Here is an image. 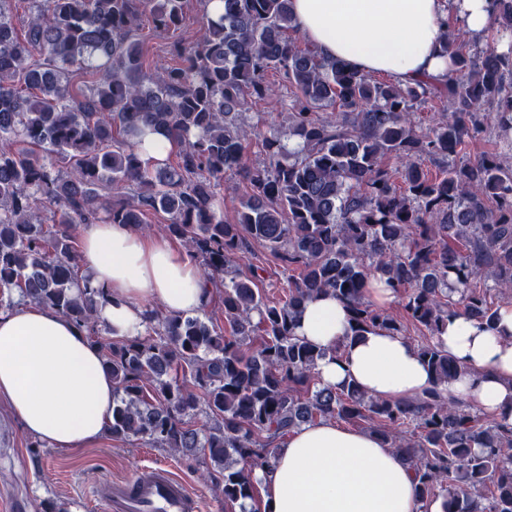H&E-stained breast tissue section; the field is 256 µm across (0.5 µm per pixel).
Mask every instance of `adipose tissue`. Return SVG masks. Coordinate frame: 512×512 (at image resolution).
<instances>
[{
  "instance_id": "adipose-tissue-1",
  "label": "adipose tissue",
  "mask_w": 512,
  "mask_h": 512,
  "mask_svg": "<svg viewBox=\"0 0 512 512\" xmlns=\"http://www.w3.org/2000/svg\"><path fill=\"white\" fill-rule=\"evenodd\" d=\"M451 14L476 37L491 26L489 0H292L296 29L322 57L405 84L446 75L449 60L440 43ZM79 238L83 274L105 291L97 315L112 337L142 335L151 305L193 314L210 300L197 261L164 241L104 222L80 225ZM296 334L326 351L316 367L320 385L352 382L391 400L435 386L406 337L375 330L349 341L350 314L335 296L309 301ZM440 341L468 369L449 383V394L512 420V305L501 308L492 331L465 315H450ZM0 401L27 432L79 452L111 426L114 385L84 330L53 309L26 304L0 310ZM273 455V468L260 476L261 512L445 510L444 497L420 500L407 461L366 430L319 419L294 429Z\"/></svg>"
}]
</instances>
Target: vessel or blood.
Instances as JSON below:
<instances>
[{"instance_id":"1","label":"vessel or blood","mask_w":512,"mask_h":512,"mask_svg":"<svg viewBox=\"0 0 512 512\" xmlns=\"http://www.w3.org/2000/svg\"><path fill=\"white\" fill-rule=\"evenodd\" d=\"M97 496L105 512H199L187 486L163 468L148 467L135 476L100 485Z\"/></svg>"}]
</instances>
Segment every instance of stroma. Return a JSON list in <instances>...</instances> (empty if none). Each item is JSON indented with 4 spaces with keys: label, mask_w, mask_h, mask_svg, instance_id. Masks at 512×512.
Masks as SVG:
<instances>
[{
    "label": "stroma",
    "mask_w": 512,
    "mask_h": 512,
    "mask_svg": "<svg viewBox=\"0 0 512 512\" xmlns=\"http://www.w3.org/2000/svg\"><path fill=\"white\" fill-rule=\"evenodd\" d=\"M203 21L200 0H187L184 20L177 30L162 32L152 21H144L141 35L145 67L152 70L170 64L173 42L191 43ZM266 79L276 86L277 98L250 101L246 116L262 134L270 136L288 126L291 93L280 74L267 72ZM254 266L262 272L263 293L273 300L283 299L286 282L280 263L266 245L258 242L250 243L240 269L246 274ZM33 440V435L26 433L8 408L0 404V512H43L50 501L63 505L67 512H103L94 496L96 488L130 476L144 466L168 469L184 480L198 496L200 512H224V501L215 493L212 482L201 478L204 466L200 459L142 440L119 441L108 435L78 454L47 444L36 448Z\"/></svg>",
    "instance_id": "35a3bbf8"
}]
</instances>
